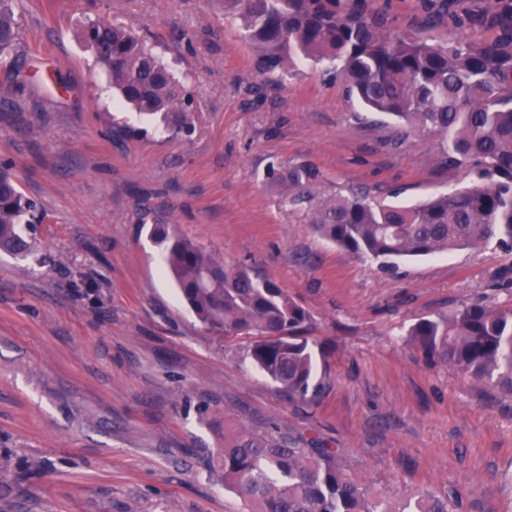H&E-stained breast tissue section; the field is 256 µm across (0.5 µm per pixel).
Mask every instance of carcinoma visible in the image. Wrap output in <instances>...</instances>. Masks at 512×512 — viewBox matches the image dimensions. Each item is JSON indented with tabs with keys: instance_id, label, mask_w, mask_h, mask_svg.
Segmentation results:
<instances>
[{
	"instance_id": "obj_1",
	"label": "carcinoma",
	"mask_w": 512,
	"mask_h": 512,
	"mask_svg": "<svg viewBox=\"0 0 512 512\" xmlns=\"http://www.w3.org/2000/svg\"><path fill=\"white\" fill-rule=\"evenodd\" d=\"M13 0H0V68L16 69L18 23ZM239 7L246 39L262 75H285L296 62H327L349 97L367 110L438 135L442 163L469 167L478 183L421 204H389L361 189L319 193L321 172L302 164L288 173L271 165L266 179L288 178L324 241L386 269L405 257L448 254L495 242L512 248V24L488 43H430L389 30L380 12L340 11L336 0H230ZM82 38L120 96L165 129L188 127L190 98L173 72L123 24L102 19ZM35 210L18 179L0 167V250L24 254L33 243L19 224ZM151 238L183 300L205 327L224 335L255 334L254 367L292 399L310 403L314 362L306 336L310 311L274 282L215 258L165 224ZM413 345L476 380L512 392V303L472 304L422 318ZM224 489L247 512H459L458 498L421 492L394 510L386 499L349 478L336 451L302 448L288 438L241 431L211 458Z\"/></svg>"
}]
</instances>
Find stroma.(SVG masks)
I'll return each mask as SVG.
<instances>
[{
	"label": "stroma",
	"mask_w": 512,
	"mask_h": 512,
	"mask_svg": "<svg viewBox=\"0 0 512 512\" xmlns=\"http://www.w3.org/2000/svg\"><path fill=\"white\" fill-rule=\"evenodd\" d=\"M434 41L497 38L512 0H341ZM19 72L0 70V165L39 205L32 254L0 252V512H243L208 458L228 432L322 442L400 506L455 494L512 512V392L425 359L408 332L472 303L512 302L497 244L362 260L314 234L268 165L309 163L325 191L415 204L476 183L441 140L350 101L321 66L261 75L224 0H14ZM437 13L440 25L425 26ZM109 18L190 93L178 134L113 93L80 33ZM154 224L249 266L314 316L316 401L262 375L250 337L203 327L163 268Z\"/></svg>",
	"instance_id": "35a3bbf8"
}]
</instances>
